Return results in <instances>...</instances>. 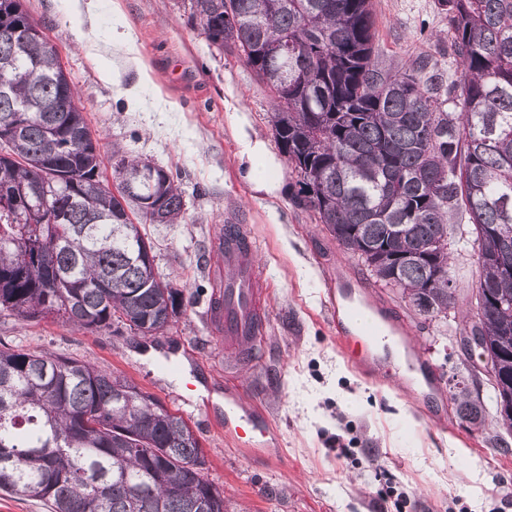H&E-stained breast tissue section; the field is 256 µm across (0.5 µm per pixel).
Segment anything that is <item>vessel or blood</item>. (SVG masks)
Returning a JSON list of instances; mask_svg holds the SVG:
<instances>
[{
    "label": "vessel or blood",
    "instance_id": "1",
    "mask_svg": "<svg viewBox=\"0 0 512 512\" xmlns=\"http://www.w3.org/2000/svg\"><path fill=\"white\" fill-rule=\"evenodd\" d=\"M224 267L228 274L217 291L222 305L206 310V319L224 334L226 343L245 346L246 360L258 363L265 358L261 302L270 284L261 277L250 241L240 234L236 224L224 228ZM341 350L362 371H371L375 362L392 354L389 337L403 333L400 323L380 312L367 320H359V304L348 282H340L329 302ZM224 429L237 447L261 446L274 433L267 413L260 407L239 405L232 388L224 390Z\"/></svg>",
    "mask_w": 512,
    "mask_h": 512
}]
</instances>
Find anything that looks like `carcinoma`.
Wrapping results in <instances>:
<instances>
[{
	"instance_id": "obj_1",
	"label": "carcinoma",
	"mask_w": 512,
	"mask_h": 512,
	"mask_svg": "<svg viewBox=\"0 0 512 512\" xmlns=\"http://www.w3.org/2000/svg\"><path fill=\"white\" fill-rule=\"evenodd\" d=\"M460 75L429 61L390 72L375 51L372 0H185L218 51L244 54L274 93V140L297 175L296 203L374 285L420 313L455 311L454 252L473 245L467 324L512 402V0H439ZM0 313L156 339L191 304L155 272L133 223L185 218L180 174L112 147L116 190L57 50L24 0H0ZM457 112L441 110V91ZM64 177L32 214L22 186ZM456 413L481 421L466 386ZM189 420L134 381L87 362L0 346V491L49 512H226Z\"/></svg>"
}]
</instances>
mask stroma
I'll use <instances>...</instances> for the list:
<instances>
[{
    "label": "stroma",
    "instance_id": "1",
    "mask_svg": "<svg viewBox=\"0 0 512 512\" xmlns=\"http://www.w3.org/2000/svg\"><path fill=\"white\" fill-rule=\"evenodd\" d=\"M376 50L390 71L417 57L452 79L456 58L438 0H372ZM57 48L114 185L113 147L179 171L186 201L179 224H145L161 278L183 285L192 304L160 342L77 330L48 318L0 314V342L90 362L134 380L189 419L224 490L227 512H512V449L489 386L483 420L455 413L453 396L470 377L456 343L476 284L473 251L455 254L458 319L419 314L295 205L296 176L271 130L273 102L244 60L219 52L191 23L182 0H26ZM129 34L127 46L113 44ZM260 141L276 161L262 170L244 154ZM278 190L259 191V176ZM240 225L272 285L267 352L239 363L243 407H262L275 435L244 453L224 433L225 364L232 360L205 312L224 257L217 226ZM363 283L365 300L399 320L428 384H408L404 358L364 373L344 357L328 311L337 275Z\"/></svg>",
    "mask_w": 512,
    "mask_h": 512
}]
</instances>
